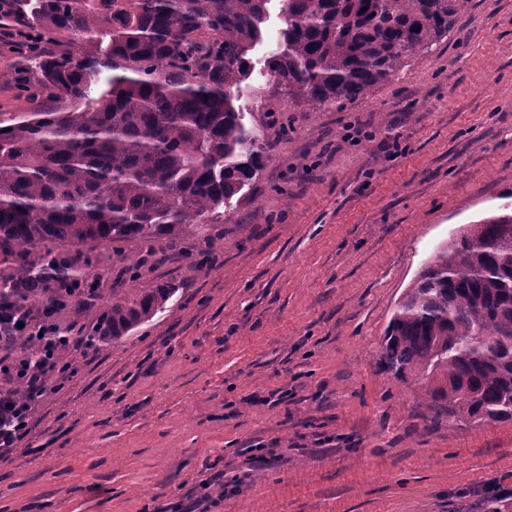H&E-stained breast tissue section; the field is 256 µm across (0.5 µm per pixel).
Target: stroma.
<instances>
[{
  "instance_id": "1",
  "label": "stroma",
  "mask_w": 512,
  "mask_h": 512,
  "mask_svg": "<svg viewBox=\"0 0 512 512\" xmlns=\"http://www.w3.org/2000/svg\"><path fill=\"white\" fill-rule=\"evenodd\" d=\"M243 83L271 144L211 225L158 239L137 285L180 283L109 345L69 349L32 430L0 460V512H458L512 488V420L433 419L378 369L396 302L459 227L512 191V0H471L449 39L368 100H267L283 25L269 0ZM0 35V112L58 107ZM278 110L290 127L266 122Z\"/></svg>"
}]
</instances>
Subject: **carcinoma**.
<instances>
[{
	"label": "carcinoma",
	"instance_id": "cac0c4a2",
	"mask_svg": "<svg viewBox=\"0 0 512 512\" xmlns=\"http://www.w3.org/2000/svg\"><path fill=\"white\" fill-rule=\"evenodd\" d=\"M269 2L0 0V21L25 35L38 87L74 104L0 112L1 305L40 312L67 286L80 315L101 297L92 255L101 246L140 244L121 255L134 280L160 238L223 245L209 225L269 156L240 104ZM469 3L283 0L269 61L278 92L314 112L366 100L448 38ZM59 36L63 45L46 48ZM105 71L108 89L90 98ZM179 288L114 292L92 327L73 324L88 345L108 344L163 311ZM382 365L403 382L426 381L437 418L512 420V211L440 247L395 305Z\"/></svg>",
	"mask_w": 512,
	"mask_h": 512
}]
</instances>
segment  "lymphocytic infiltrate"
<instances>
[{
  "label": "lymphocytic infiltrate",
  "mask_w": 512,
  "mask_h": 512,
  "mask_svg": "<svg viewBox=\"0 0 512 512\" xmlns=\"http://www.w3.org/2000/svg\"><path fill=\"white\" fill-rule=\"evenodd\" d=\"M26 336L40 350L37 359L20 356L12 337ZM54 314L5 312L0 317V459L12 454L32 430L38 399L50 378L74 377L60 342Z\"/></svg>",
  "instance_id": "1"
}]
</instances>
